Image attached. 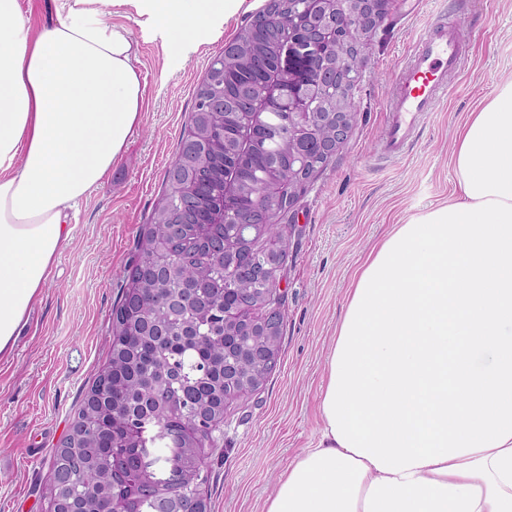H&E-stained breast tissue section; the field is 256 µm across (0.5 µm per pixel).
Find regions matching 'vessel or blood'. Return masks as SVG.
<instances>
[{"instance_id": "obj_1", "label": "vessel or blood", "mask_w": 512, "mask_h": 512, "mask_svg": "<svg viewBox=\"0 0 512 512\" xmlns=\"http://www.w3.org/2000/svg\"><path fill=\"white\" fill-rule=\"evenodd\" d=\"M464 63L463 40L456 28L443 20L430 22L394 76L386 103L389 123L377 146L380 155L396 158L409 152L447 96L450 77L458 75Z\"/></svg>"}]
</instances>
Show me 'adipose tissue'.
Segmentation results:
<instances>
[{
    "label": "adipose tissue",
    "mask_w": 512,
    "mask_h": 512,
    "mask_svg": "<svg viewBox=\"0 0 512 512\" xmlns=\"http://www.w3.org/2000/svg\"><path fill=\"white\" fill-rule=\"evenodd\" d=\"M31 29L0 0V357L12 354L71 214L143 121L137 48L101 0ZM181 55L246 0H113ZM452 198L375 244L326 361L321 430L265 512H512V80L469 113Z\"/></svg>",
    "instance_id": "ef3b65f1"
}]
</instances>
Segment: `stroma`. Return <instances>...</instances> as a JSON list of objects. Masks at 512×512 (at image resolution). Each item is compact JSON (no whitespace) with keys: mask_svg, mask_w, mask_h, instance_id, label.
Masks as SVG:
<instances>
[{"mask_svg":"<svg viewBox=\"0 0 512 512\" xmlns=\"http://www.w3.org/2000/svg\"><path fill=\"white\" fill-rule=\"evenodd\" d=\"M247 2L248 9L230 19L215 18L178 57L168 56L163 34L146 18L112 0L100 4L103 18L124 24L138 48L143 122L107 182L73 214V240L12 355L0 360V512H48L42 490L52 477V452L106 361L112 306L162 195L195 90L211 57L266 0ZM443 15L472 34L465 67L411 150L375 160L391 75L425 25ZM364 58L354 92L358 120L313 177L296 223L284 227L288 265L280 278L279 362L258 390L227 408L205 446L199 490L209 512H262L281 471L315 446L324 361L352 276L391 225L447 201L460 127L498 83L512 80V0H392Z\"/></svg>","mask_w":512,"mask_h":512,"instance_id":"obj_1","label":"stroma"}]
</instances>
